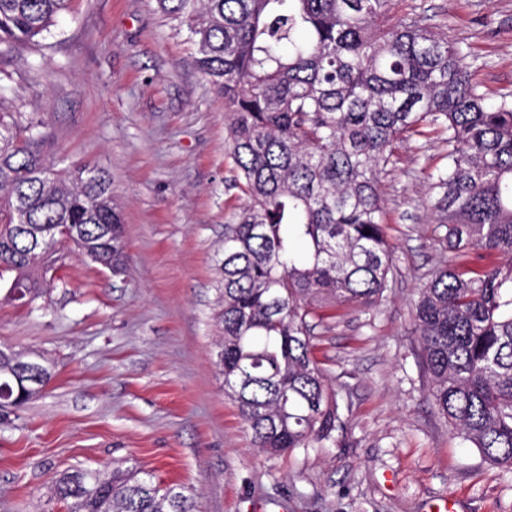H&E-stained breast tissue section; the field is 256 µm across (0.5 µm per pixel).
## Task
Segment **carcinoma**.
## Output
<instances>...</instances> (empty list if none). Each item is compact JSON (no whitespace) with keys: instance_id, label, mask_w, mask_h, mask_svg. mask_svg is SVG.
<instances>
[{"instance_id":"cac0c4a2","label":"carcinoma","mask_w":512,"mask_h":512,"mask_svg":"<svg viewBox=\"0 0 512 512\" xmlns=\"http://www.w3.org/2000/svg\"><path fill=\"white\" fill-rule=\"evenodd\" d=\"M70 0H0V45L50 30ZM187 25L196 63L224 95L228 156L246 202L224 225L216 366L253 447L272 455L328 448L347 430L314 356L309 319L325 309L374 316L392 248L380 175L396 145L430 128L446 164L425 174L426 202L454 251L496 253L499 265L432 272L415 330L430 398L482 457L512 473V97L491 101L462 47L419 15L390 19L393 0H156ZM44 123L0 110V264L22 294L38 292L15 224H79L127 264L120 210L103 169H58ZM370 234H365V231ZM16 352L0 347V376ZM52 378L11 390L21 406ZM50 499L68 512H195L178 485L129 459L66 471Z\"/></svg>"}]
</instances>
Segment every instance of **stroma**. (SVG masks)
Here are the masks:
<instances>
[{"mask_svg": "<svg viewBox=\"0 0 512 512\" xmlns=\"http://www.w3.org/2000/svg\"><path fill=\"white\" fill-rule=\"evenodd\" d=\"M459 42L480 91L512 94V0H396ZM186 30L156 0H71L45 37L0 45V104L39 113L57 166L112 178L129 259L115 276L76 249L25 307L0 276V345L41 358L40 396L0 410V512H66L60 472L134 458L194 494L198 512H512V473L458 438L432 403L414 329L418 290L449 254L422 170L442 165L434 133L398 143L381 176L396 275L376 321L328 318L316 357L348 431L332 448H253L216 368L224 226L245 197L227 155L224 98Z\"/></svg>", "mask_w": 512, "mask_h": 512, "instance_id": "1", "label": "stroma"}]
</instances>
